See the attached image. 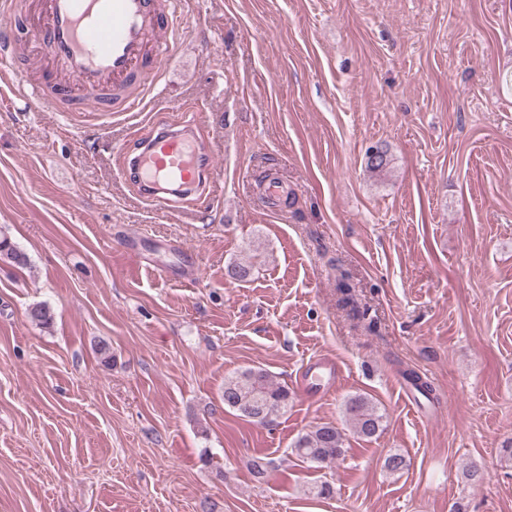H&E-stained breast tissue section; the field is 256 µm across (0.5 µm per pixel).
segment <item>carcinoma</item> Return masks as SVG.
<instances>
[{
	"mask_svg": "<svg viewBox=\"0 0 512 512\" xmlns=\"http://www.w3.org/2000/svg\"><path fill=\"white\" fill-rule=\"evenodd\" d=\"M390 164L387 151L372 148L367 152L366 168L375 173L385 171ZM0 257L16 265L27 264V257L20 252L6 237L0 239ZM338 288L343 294L341 307L348 310V315L358 320L367 317L368 310L359 306L355 296L350 294V285L339 281ZM31 321L48 326L53 321V314L44 304H36L28 311ZM408 383L423 397L430 399L433 387L418 373L404 372ZM224 406L239 412L261 425L271 422V417L288 409L291 393L276 382L263 368L245 369L224 379ZM343 414L352 434L362 438H372L384 429V414L366 396L355 395L347 398L343 404ZM346 434L338 427L323 424L300 435L293 444V451L302 460L317 464H330L341 459L345 448Z\"/></svg>",
	"mask_w": 512,
	"mask_h": 512,
	"instance_id": "1",
	"label": "carcinoma"
}]
</instances>
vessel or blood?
Wrapping results in <instances>:
<instances>
[{
    "mask_svg": "<svg viewBox=\"0 0 512 512\" xmlns=\"http://www.w3.org/2000/svg\"><path fill=\"white\" fill-rule=\"evenodd\" d=\"M39 25L9 30L16 44L49 49L53 85L15 73L17 92L34 104L69 103L74 112H132L134 81L159 77L180 31L174 0H40ZM151 201L168 207L198 185L210 156L200 141L174 131L147 136L131 160Z\"/></svg>",
    "mask_w": 512,
    "mask_h": 512,
    "instance_id": "b4317fda",
    "label": "vessel or blood"
}]
</instances>
